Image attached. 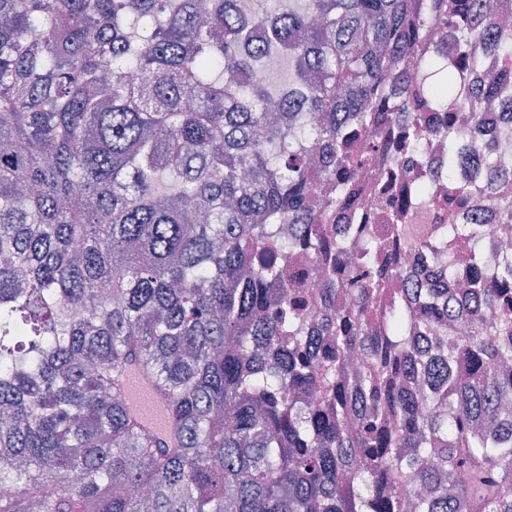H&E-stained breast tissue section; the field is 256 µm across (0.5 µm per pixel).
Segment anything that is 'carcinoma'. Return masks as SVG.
Returning a JSON list of instances; mask_svg holds the SVG:
<instances>
[{
	"instance_id": "obj_1",
	"label": "carcinoma",
	"mask_w": 512,
	"mask_h": 512,
	"mask_svg": "<svg viewBox=\"0 0 512 512\" xmlns=\"http://www.w3.org/2000/svg\"><path fill=\"white\" fill-rule=\"evenodd\" d=\"M508 0H0V512H512ZM454 50L427 51L422 24ZM288 61L280 90L267 57ZM133 70L150 75L129 80ZM448 111L460 224H323L351 132ZM312 140L316 196L300 153ZM336 255L296 283L280 258ZM469 251L467 279L456 272ZM324 336L308 333L311 304ZM147 370L173 432L130 408ZM510 129L507 134L498 130L494 136L477 134L473 138L479 147L493 143L502 160L512 168V128L510 127Z\"/></svg>"
}]
</instances>
